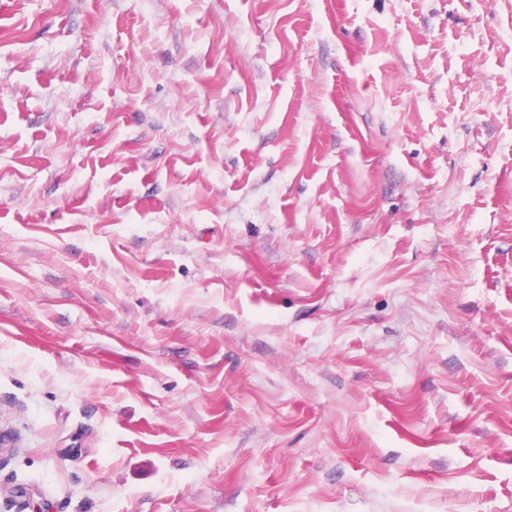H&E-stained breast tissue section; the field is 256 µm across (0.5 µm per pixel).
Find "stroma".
I'll return each instance as SVG.
<instances>
[{
    "instance_id": "35a3bbf8",
    "label": "stroma",
    "mask_w": 512,
    "mask_h": 512,
    "mask_svg": "<svg viewBox=\"0 0 512 512\" xmlns=\"http://www.w3.org/2000/svg\"><path fill=\"white\" fill-rule=\"evenodd\" d=\"M0 512H512V0H0Z\"/></svg>"
}]
</instances>
